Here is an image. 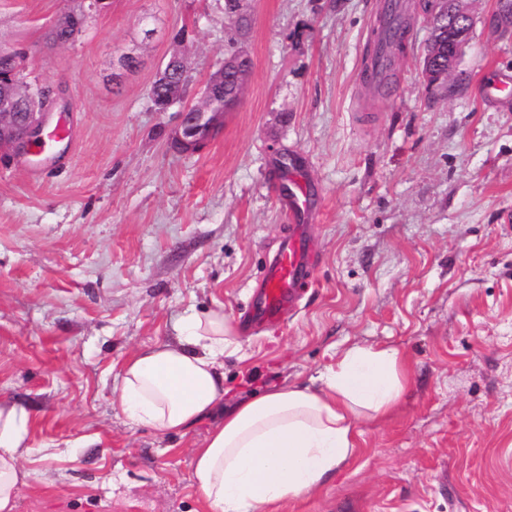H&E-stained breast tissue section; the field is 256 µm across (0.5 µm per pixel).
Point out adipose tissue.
I'll return each instance as SVG.
<instances>
[{"label":"adipose tissue","mask_w":512,"mask_h":512,"mask_svg":"<svg viewBox=\"0 0 512 512\" xmlns=\"http://www.w3.org/2000/svg\"><path fill=\"white\" fill-rule=\"evenodd\" d=\"M240 343L223 309L186 315L174 341L127 357L120 406L133 425L167 434L208 417L225 394L224 359ZM407 385L393 347L349 348L315 385H294L228 409L193 452L191 480L210 512H274L320 488L356 448L361 418L388 412ZM30 415L0 400V512H15Z\"/></svg>","instance_id":"1"}]
</instances>
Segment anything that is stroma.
Wrapping results in <instances>:
<instances>
[{"instance_id": "35a3bbf8", "label": "stroma", "mask_w": 512, "mask_h": 512, "mask_svg": "<svg viewBox=\"0 0 512 512\" xmlns=\"http://www.w3.org/2000/svg\"><path fill=\"white\" fill-rule=\"evenodd\" d=\"M379 0H251L241 103L198 152L149 91L191 35L195 104L236 31L224 0H111L80 41L49 30L80 0H0V46L63 87L73 133L0 165V397L30 414L34 476L16 512H209L191 481L213 422L163 435L116 402L131 354L223 308L247 361L225 405L309 383L350 347L397 348L408 383L362 419L352 458L280 512H512V34L474 0L451 92L427 85L416 14L392 96L363 79ZM124 53L140 66L113 83ZM302 171L314 280L278 325L244 314L287 237L278 195ZM61 449L58 457L47 456Z\"/></svg>"}]
</instances>
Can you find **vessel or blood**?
Instances as JSON below:
<instances>
[{
	"label": "vessel or blood",
	"mask_w": 512,
	"mask_h": 512,
	"mask_svg": "<svg viewBox=\"0 0 512 512\" xmlns=\"http://www.w3.org/2000/svg\"><path fill=\"white\" fill-rule=\"evenodd\" d=\"M279 194L288 202L289 217L307 207V193L295 175L285 176ZM312 278L311 252L303 225L295 223L264 270L261 290L249 305L254 322L276 324L283 320L301 288Z\"/></svg>",
	"instance_id": "1"
}]
</instances>
